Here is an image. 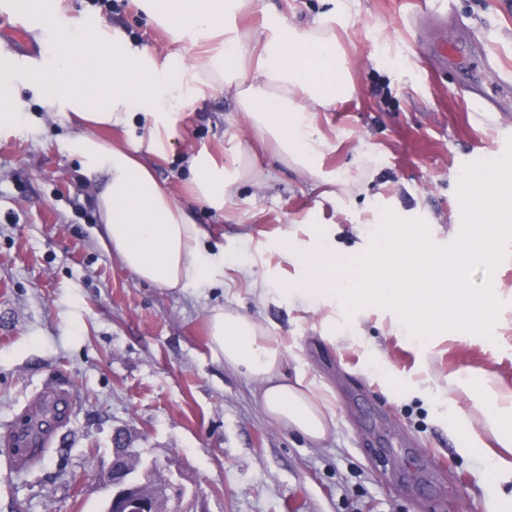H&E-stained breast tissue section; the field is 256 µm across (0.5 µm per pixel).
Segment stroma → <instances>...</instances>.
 Instances as JSON below:
<instances>
[{
  "label": "stroma",
  "mask_w": 512,
  "mask_h": 512,
  "mask_svg": "<svg viewBox=\"0 0 512 512\" xmlns=\"http://www.w3.org/2000/svg\"><path fill=\"white\" fill-rule=\"evenodd\" d=\"M273 11L302 24L320 19L350 61L354 98L318 120L332 146L324 168L341 173L351 194L339 211L301 193L223 89L206 90L181 113L173 149L154 169L180 200L198 152L220 160L238 147L250 171L232 206L193 205L209 232L204 256L224 257L201 284L163 289L121 266L101 239L72 123L18 81L26 121L0 133V512H103L110 490L98 477L118 434L142 458L171 461L156 480L186 488L182 512H485L496 489L512 491V475L493 485L474 478L479 462L457 452L448 416L452 398L479 411V394L449 383L463 369L512 389V240L492 270L473 274L500 303L494 343L448 330L422 347L383 306L337 315L342 335L329 340L327 308L290 300L300 270L285 258L289 236L313 234L305 218L315 208L346 255L369 250L380 211L423 221L435 246L454 243L466 167L512 146V86L495 112L461 93L473 81L498 87L512 73V0H256L240 24ZM102 18L167 52L137 0H116ZM30 26L0 0V50L23 75L50 58V43L34 41ZM441 41L459 42L460 56L437 61L431 46ZM485 48L498 70L472 64ZM364 144L374 168L358 161ZM270 171L275 181L264 182ZM218 305L268 328L286 371L305 368L335 391V438L315 446L268 421L258 383L212 355L207 318ZM52 382L68 393L69 416L37 462L15 466L12 432L20 419L42 417Z\"/></svg>",
  "instance_id": "1"
}]
</instances>
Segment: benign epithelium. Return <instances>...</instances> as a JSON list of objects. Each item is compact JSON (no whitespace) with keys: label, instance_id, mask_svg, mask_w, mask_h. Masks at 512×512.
<instances>
[{"label":"benign epithelium","instance_id":"7a95c632","mask_svg":"<svg viewBox=\"0 0 512 512\" xmlns=\"http://www.w3.org/2000/svg\"><path fill=\"white\" fill-rule=\"evenodd\" d=\"M138 457V451L125 442L113 448L112 463L102 477L112 489L107 512H166L164 497L142 491L145 473L161 469V464L154 459L142 462Z\"/></svg>","mask_w":512,"mask_h":512}]
</instances>
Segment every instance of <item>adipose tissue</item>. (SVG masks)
Here are the masks:
<instances>
[{"label":"adipose tissue","mask_w":512,"mask_h":512,"mask_svg":"<svg viewBox=\"0 0 512 512\" xmlns=\"http://www.w3.org/2000/svg\"><path fill=\"white\" fill-rule=\"evenodd\" d=\"M254 0H139L149 20L168 36L169 51L158 56L148 48L118 41L112 28L93 15L71 16L61 0H16L14 7L34 23L35 39L53 34L55 49L48 71L32 72L45 107L66 113L77 131L72 140L87 174L103 185L96 209L104 234L122 266L161 288H183L203 281L204 229L186 207L155 178L141 152L163 158L176 134L177 114L190 89L219 86L247 116L261 141L274 144L280 160L300 180L301 192H321L342 206L323 171L329 144L318 113L352 98L356 87L347 60L329 28L314 22L302 27L275 13L244 28L240 18ZM197 58L186 65L187 54ZM146 124L142 145L98 138V127L123 126L133 114ZM193 200L223 209L244 172L224 169L208 154L191 157ZM210 347L226 367L260 384L259 403L276 424L319 444L335 436L336 407L325 385L307 371H283L284 351L276 337L236 309L212 308ZM460 379L482 393L481 412L498 443L483 446L464 411L454 417L464 429L457 436L463 454L483 460L477 480L492 481L512 470V390L494 385L489 373L464 370Z\"/></svg>","instance_id":"obj_1"}]
</instances>
